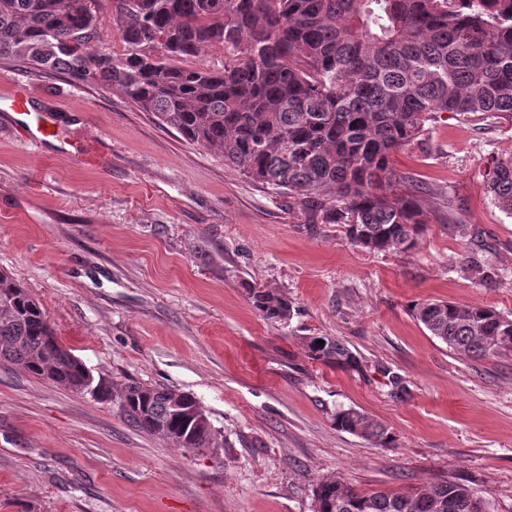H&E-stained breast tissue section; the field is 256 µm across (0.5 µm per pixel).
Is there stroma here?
<instances>
[{"label": "stroma", "instance_id": "stroma-1", "mask_svg": "<svg viewBox=\"0 0 512 512\" xmlns=\"http://www.w3.org/2000/svg\"><path fill=\"white\" fill-rule=\"evenodd\" d=\"M50 114L81 148L34 144L0 111V271L39 302L94 376L193 393L224 433L217 452L142 434L116 407L0 366V512H313V488L467 482L512 512V352L470 359L418 324L412 304H482L512 317V215L482 174L512 159V125L451 113L392 158L422 190L415 251L369 252L288 196L140 111L120 91L0 64V97ZM478 240L453 233L449 217ZM474 256L487 284L463 267ZM287 294L264 320L240 286ZM330 335L362 373L310 360ZM355 407L393 448L340 431Z\"/></svg>", "mask_w": 512, "mask_h": 512}]
</instances>
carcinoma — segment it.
<instances>
[{"label": "carcinoma", "mask_w": 512, "mask_h": 512, "mask_svg": "<svg viewBox=\"0 0 512 512\" xmlns=\"http://www.w3.org/2000/svg\"><path fill=\"white\" fill-rule=\"evenodd\" d=\"M103 0H0V62L120 90L142 112L219 154L246 178L314 206L325 224L372 252L413 251L425 218L419 191L393 185L391 157L443 112L512 123V0H110L125 49L102 45ZM224 45L222 69L186 66ZM512 214V161L486 174ZM252 307L283 324L294 303L241 281ZM412 317L454 353L512 350V318L439 299ZM323 340L324 344L317 343ZM309 358L351 372L356 352L334 336H303ZM0 364L96 401L137 431L177 448L224 447L191 393L95 378L55 335L28 289L0 272ZM336 428L391 448L395 436L340 407ZM314 512H494L467 483L360 492L334 477L314 488Z\"/></svg>", "instance_id": "obj_1"}]
</instances>
